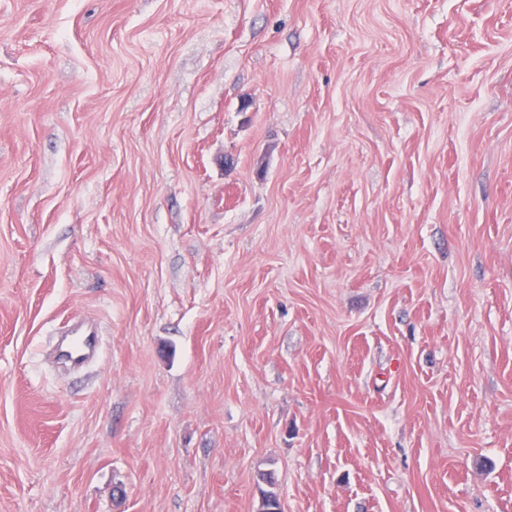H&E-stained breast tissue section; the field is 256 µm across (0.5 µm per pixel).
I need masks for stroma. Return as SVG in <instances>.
Returning <instances> with one entry per match:
<instances>
[{"instance_id": "35a3bbf8", "label": "stroma", "mask_w": 512, "mask_h": 512, "mask_svg": "<svg viewBox=\"0 0 512 512\" xmlns=\"http://www.w3.org/2000/svg\"><path fill=\"white\" fill-rule=\"evenodd\" d=\"M269 471L512 512V0H0V512ZM73 339L62 349L64 358L74 361L85 360L99 349V331L97 328L77 326L70 332Z\"/></svg>"}]
</instances>
